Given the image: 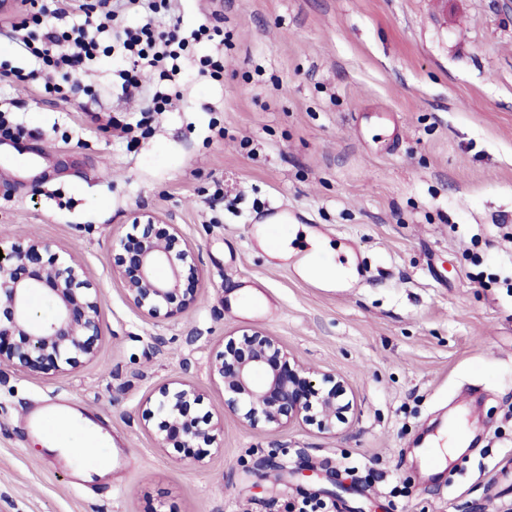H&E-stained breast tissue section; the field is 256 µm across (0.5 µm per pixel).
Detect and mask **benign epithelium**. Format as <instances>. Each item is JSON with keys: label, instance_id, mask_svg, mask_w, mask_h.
<instances>
[{"label": "benign epithelium", "instance_id": "1", "mask_svg": "<svg viewBox=\"0 0 512 512\" xmlns=\"http://www.w3.org/2000/svg\"><path fill=\"white\" fill-rule=\"evenodd\" d=\"M131 218L133 232L112 242L113 273L141 315L176 318L198 300V255L178 225L150 212ZM0 252V364L34 375L49 367L66 373L92 360L103 338L100 294L80 261L40 241L25 247L0 242ZM37 299L52 304L50 317L38 313ZM209 373L224 391V408L249 426L333 432L350 410L345 378L302 363L265 330L225 337ZM203 400L187 381L165 383L151 394L146 416L156 422L160 447L220 448L224 415L200 414Z\"/></svg>", "mask_w": 512, "mask_h": 512}]
</instances>
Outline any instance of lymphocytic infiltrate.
I'll return each mask as SVG.
<instances>
[{"label": "lymphocytic infiltrate", "instance_id": "lymphocytic-infiltrate-1", "mask_svg": "<svg viewBox=\"0 0 512 512\" xmlns=\"http://www.w3.org/2000/svg\"><path fill=\"white\" fill-rule=\"evenodd\" d=\"M10 21L11 38L32 63L29 72L0 66V83L42 80L46 93L79 89L92 62L120 52L128 66L117 73L123 90L144 97L138 117L113 120L127 145H135L167 111L180 82V59L190 44L213 42L214 52L199 61L211 80H224V30L204 23L185 29L174 0H22ZM138 25H125L127 15Z\"/></svg>", "mask_w": 512, "mask_h": 512}]
</instances>
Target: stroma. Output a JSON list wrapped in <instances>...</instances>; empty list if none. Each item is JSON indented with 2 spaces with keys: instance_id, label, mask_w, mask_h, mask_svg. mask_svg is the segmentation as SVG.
Masks as SVG:
<instances>
[{
  "instance_id": "obj_1",
  "label": "stroma",
  "mask_w": 512,
  "mask_h": 512,
  "mask_svg": "<svg viewBox=\"0 0 512 512\" xmlns=\"http://www.w3.org/2000/svg\"><path fill=\"white\" fill-rule=\"evenodd\" d=\"M184 28L223 26L224 81L184 56L182 96L135 151L97 120L138 101L116 60L66 100L0 86L39 166L0 145V239L70 250L101 297L104 340L67 374L0 367V512H512V8L504 0H179ZM284 205L355 244L358 288L312 286L256 223ZM177 224L197 303L147 320L112 274L133 211ZM269 331L347 379L335 432L251 428L225 413L201 461L160 447L145 400L208 370L224 336ZM101 422L112 471L76 477L27 421L48 401ZM471 444L425 476L445 423Z\"/></svg>"
}]
</instances>
